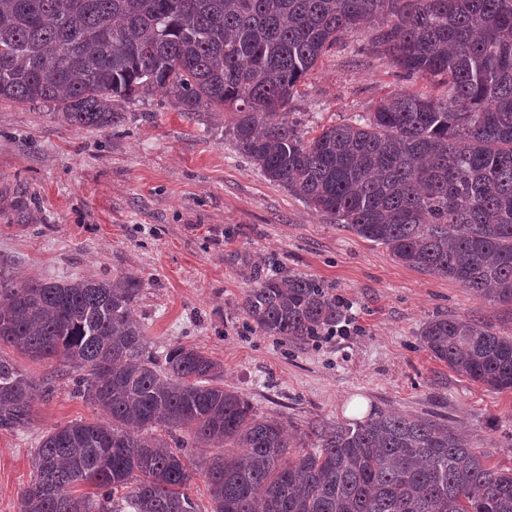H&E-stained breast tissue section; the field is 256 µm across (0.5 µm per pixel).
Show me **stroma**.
<instances>
[{"instance_id":"35a3bbf8","label":"stroma","mask_w":512,"mask_h":512,"mask_svg":"<svg viewBox=\"0 0 512 512\" xmlns=\"http://www.w3.org/2000/svg\"><path fill=\"white\" fill-rule=\"evenodd\" d=\"M353 32L297 85L289 117L306 136L375 110L396 91L441 95L438 80L406 78L364 52ZM108 131L65 124L51 103L0 102V273L14 280L140 278L133 306L154 351H205L224 385L288 432L312 419L351 418L354 407L436 414L490 464L512 468V391L450 370L421 344L435 317L469 316L512 336V305L399 262L270 182L236 149L231 115L184 114L156 90L115 100ZM299 274L331 287L350 330L305 344L255 331L241 309L262 277ZM32 376L54 375L32 426L0 431V512H18L30 459L50 429L95 420L54 374L5 346Z\"/></svg>"}]
</instances>
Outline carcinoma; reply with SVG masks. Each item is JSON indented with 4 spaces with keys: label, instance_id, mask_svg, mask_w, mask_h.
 <instances>
[{
    "label": "carcinoma",
    "instance_id": "cac0c4a2",
    "mask_svg": "<svg viewBox=\"0 0 512 512\" xmlns=\"http://www.w3.org/2000/svg\"><path fill=\"white\" fill-rule=\"evenodd\" d=\"M369 26L371 52L446 94L396 92L306 138L287 116L298 82ZM154 88L186 114H234L237 151L270 181L400 262L512 304V0H0L1 102H52L66 124L107 131L121 119L112 99ZM141 288L0 277V345L66 367L100 411L42 436L18 512H201L187 449L207 447L234 449L205 468L211 512H512V469L440 417L315 420L288 439L202 351L152 352L132 313ZM242 310L294 343L344 319L297 275L259 280ZM420 341L512 390V337L448 317ZM36 387L0 356V430L32 424ZM85 484L95 492L77 494Z\"/></svg>",
    "mask_w": 512,
    "mask_h": 512
}]
</instances>
